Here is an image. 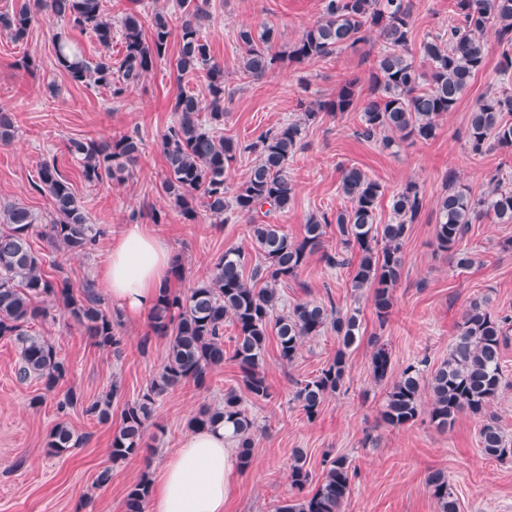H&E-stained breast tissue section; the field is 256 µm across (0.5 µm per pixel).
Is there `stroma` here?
Here are the masks:
<instances>
[{"mask_svg":"<svg viewBox=\"0 0 512 512\" xmlns=\"http://www.w3.org/2000/svg\"><path fill=\"white\" fill-rule=\"evenodd\" d=\"M323 0H209V18L202 28L215 60L224 65V83L231 95L224 103V124L219 135L248 144L267 130L302 118L310 102L335 94L345 79H358L367 87L369 69L382 50L381 43L360 44L339 56L295 65L285 64L253 79L239 68L242 49L238 30L245 25L273 26L278 46L287 49L302 30L322 13ZM179 17L177 0H103L112 18V45L103 49L88 31L71 28L51 18L34 25L27 39L16 42L0 32V108L12 112L16 137L0 145V203L28 207L39 223L53 214L51 199L36 191L38 170L44 160L56 159L71 181L93 223L105 234L87 255H72L52 248L46 238H32L34 250L46 265H59L74 291L98 282L104 258L125 224H154L182 264L175 291L184 293L207 278L224 251L251 250L247 216L230 213L224 223L205 215L183 218L161 191L166 171L161 138L176 119L171 109L179 92L206 99L204 73L179 75L175 67L177 45L124 98L114 99L103 86L73 84L54 58L53 38L62 35L78 44L89 61L102 52L113 59L123 54L121 19L129 11L150 20L156 8ZM455 16V0H413L412 47L448 31ZM486 66L472 80L454 112L444 115L433 139L384 148L380 142L358 137L360 117L355 112L319 114L307 123L304 147L288 164L295 186L288 211L275 214L293 237H301L310 214L329 216L344 209L340 190L343 168L355 166L380 182L386 196L378 211L379 223L391 219L390 195L408 183L420 189L423 207L404 244V269L386 325H379L369 296L353 300L349 271L328 267L324 253L336 249V229L328 227L325 251L310 256L297 279L282 285L285 305L303 301L337 305L359 304L360 337L350 349V373L345 387L329 396L317 418L308 419L294 400L297 381L314 377L333 358L339 346L333 332L305 340L296 360L280 363L275 344H268L263 370L273 392L262 402L245 398L244 404L258 426L253 463L239 472L226 512H275L284 500L297 498L288 483L294 450H302L313 483L323 477L324 454L343 455L357 468L343 512H440L426 486L435 470L447 473L460 512H512V458L486 457L479 446L482 419L460 414L451 430L442 432L428 414L400 429L381 420L387 382L376 381L370 358L373 337H381L392 355L393 374L407 364L427 358L430 367L447 360L458 326L473 300L485 301L489 311H512V224L483 218L472 224L462 245L473 256L466 269L456 268L438 249L434 237L437 206L448 191L449 177L469 187L473 195L487 188L492 174L512 187V150L494 148L483 156L468 151V118L476 101L487 91L500 90L502 48L487 34ZM121 134L137 135L142 153L130 177L123 181L86 182L80 163L70 154L72 140H107ZM161 212L154 223L153 212ZM32 335L50 342L69 366L68 375L53 391L41 382H19L17 342L0 339V512H125L129 486L142 477L158 480L169 454L189 431V420L202 406L222 400L230 388H240V372L225 361L210 374L208 388L186 383L169 389L155 406L143 440L142 452L113 461L110 448L121 411L146 387L163 363L167 340L153 334L149 317L122 320L118 351L95 346L84 329L51 310L35 321ZM120 391L112 401V418L102 423L85 415L81 407L60 415L57 404L68 392L88 401L107 391ZM40 406H32L35 397ZM67 419L86 442L56 456L46 442L53 426ZM111 480L100 486V471Z\"/></svg>","mask_w":512,"mask_h":512,"instance_id":"obj_1","label":"stroma"}]
</instances>
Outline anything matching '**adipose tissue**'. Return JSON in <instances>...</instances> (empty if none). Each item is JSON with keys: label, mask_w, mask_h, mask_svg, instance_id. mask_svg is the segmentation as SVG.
Segmentation results:
<instances>
[{"label": "adipose tissue", "mask_w": 512, "mask_h": 512, "mask_svg": "<svg viewBox=\"0 0 512 512\" xmlns=\"http://www.w3.org/2000/svg\"><path fill=\"white\" fill-rule=\"evenodd\" d=\"M168 243L143 224L125 225L101 272V285L129 318L149 313L172 277ZM238 470L230 431L193 430L166 460L150 512H224Z\"/></svg>", "instance_id": "adipose-tissue-1"}]
</instances>
